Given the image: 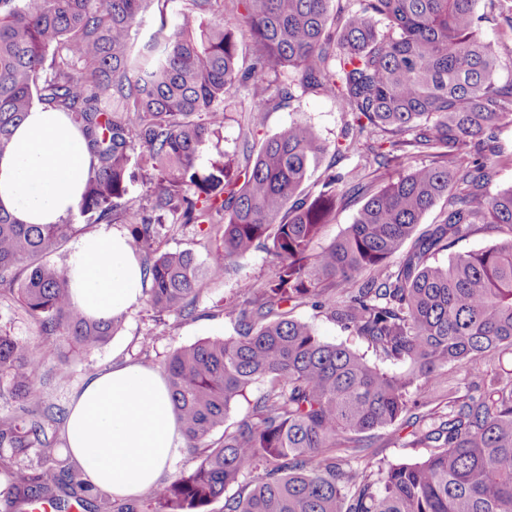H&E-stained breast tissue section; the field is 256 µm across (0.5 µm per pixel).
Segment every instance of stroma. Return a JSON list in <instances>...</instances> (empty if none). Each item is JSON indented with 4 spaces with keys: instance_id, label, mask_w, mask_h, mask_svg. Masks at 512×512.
Wrapping results in <instances>:
<instances>
[{
    "instance_id": "stroma-1",
    "label": "stroma",
    "mask_w": 512,
    "mask_h": 512,
    "mask_svg": "<svg viewBox=\"0 0 512 512\" xmlns=\"http://www.w3.org/2000/svg\"><path fill=\"white\" fill-rule=\"evenodd\" d=\"M250 108L251 97L247 89L238 88L227 103L222 132L201 148L200 169H208L211 163L223 160L225 154L241 153V133L251 125ZM298 119L306 120L332 143L340 133L344 112L334 98L310 93L269 112L255 137L260 140L272 136ZM220 245V236L207 224H165L159 227L155 239L158 250H188L201 261ZM274 272L271 256L265 248H257L240 259L223 279H206L199 284L195 294V317L161 316L142 300L127 311L119 332L107 344L90 352L78 350L64 337L41 335L16 293L0 288V332H7L37 353L41 359L43 404L64 409L74 391L93 372L110 369L125 361L158 370L180 347L207 338L233 335V325L224 315L225 307L240 297L244 282L260 284L270 280ZM294 315L311 324L323 341L342 343L361 354H368L365 340L343 330L317 309L304 305L295 309ZM428 453L425 446L410 443L406 428L400 425L377 431L369 450L373 460L384 465L419 460Z\"/></svg>"
}]
</instances>
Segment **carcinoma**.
Segmentation results:
<instances>
[{
	"mask_svg": "<svg viewBox=\"0 0 512 512\" xmlns=\"http://www.w3.org/2000/svg\"><path fill=\"white\" fill-rule=\"evenodd\" d=\"M229 4L249 27L247 65L224 0H0V155L32 107L72 118L91 157L77 216L129 225L147 256L155 312L194 316L198 275L220 279L261 244L275 262L274 277L244 283L247 298L225 312L234 335L181 347L163 363L199 464L150 490L154 512H203L221 498L223 512H512V379L451 386L445 412L416 385L441 382L451 364L481 378L489 353L512 348V186L488 191L503 157L497 130L512 124V46L485 41L479 27L490 17L512 32V0ZM155 13L160 24L145 38ZM237 86L250 91L255 126L286 101L334 96L344 142L333 147L296 120L258 146L243 133L245 167L228 155L201 173L199 149L224 126ZM332 147L364 149L377 168L330 165L314 177ZM136 156L154 170L142 203L129 196ZM411 156L428 164L383 179ZM358 198L346 232L310 253L323 225ZM440 201V222L415 234ZM73 218L22 224L0 209V286L17 290L43 335L91 351L122 317L87 318L71 301L66 267L41 261L79 232ZM170 218L214 226L222 246L204 263L190 251L157 253L155 226ZM481 224L508 237L433 262ZM288 304L311 305L407 370L383 371L322 341ZM40 370L28 346L0 333V375L23 412L0 419V450L13 459L9 507L138 512L89 485L71 456L46 454L53 418L36 410ZM255 385L248 412L225 425ZM400 421L431 448L427 457L383 467L336 456L345 443L371 447L376 431ZM37 452L58 470L54 483L32 465Z\"/></svg>",
	"mask_w": 512,
	"mask_h": 512,
	"instance_id": "obj_1",
	"label": "carcinoma"
}]
</instances>
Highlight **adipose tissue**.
Masks as SVG:
<instances>
[{"label": "adipose tissue", "mask_w": 512, "mask_h": 512, "mask_svg": "<svg viewBox=\"0 0 512 512\" xmlns=\"http://www.w3.org/2000/svg\"><path fill=\"white\" fill-rule=\"evenodd\" d=\"M90 165L66 113L34 106L0 155V208L26 224H58L75 211ZM74 304L89 318L127 311L142 295L143 269L129 238L110 230L80 237L68 261ZM69 452L88 482L118 498L156 486L176 457L181 431L168 382L138 363L89 374L66 417Z\"/></svg>", "instance_id": "ef3b65f1"}]
</instances>
